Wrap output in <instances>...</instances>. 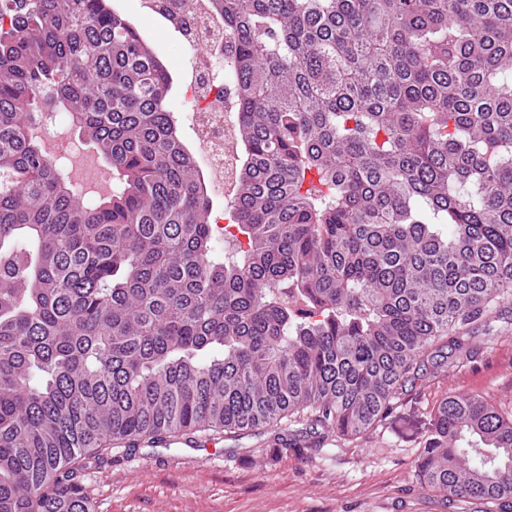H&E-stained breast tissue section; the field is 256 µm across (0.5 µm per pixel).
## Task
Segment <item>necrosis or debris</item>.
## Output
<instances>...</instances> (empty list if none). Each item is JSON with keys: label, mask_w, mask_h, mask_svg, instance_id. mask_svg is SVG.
Masks as SVG:
<instances>
[{"label": "necrosis or debris", "mask_w": 512, "mask_h": 512, "mask_svg": "<svg viewBox=\"0 0 512 512\" xmlns=\"http://www.w3.org/2000/svg\"><path fill=\"white\" fill-rule=\"evenodd\" d=\"M186 21L184 47L193 56V65L181 92L180 112L196 128L198 148L206 162L213 192L224 190L231 181L237 160L234 125L229 117L230 103L214 90L224 80V29L216 24L207 0H166Z\"/></svg>", "instance_id": "obj_1"}]
</instances>
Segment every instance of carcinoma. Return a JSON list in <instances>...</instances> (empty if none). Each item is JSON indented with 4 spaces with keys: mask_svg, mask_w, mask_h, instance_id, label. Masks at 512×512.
<instances>
[{
    "mask_svg": "<svg viewBox=\"0 0 512 512\" xmlns=\"http://www.w3.org/2000/svg\"><path fill=\"white\" fill-rule=\"evenodd\" d=\"M238 161L215 255L173 79L108 0H0V512H90L73 465L306 415L366 432L512 301V0H210ZM112 165L87 200L29 129ZM416 469L512 512V414L434 413Z\"/></svg>",
    "mask_w": 512,
    "mask_h": 512,
    "instance_id": "1",
    "label": "carcinoma"
}]
</instances>
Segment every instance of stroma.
Instances as JSON below:
<instances>
[{"instance_id":"1","label":"stroma","mask_w":512,"mask_h":512,"mask_svg":"<svg viewBox=\"0 0 512 512\" xmlns=\"http://www.w3.org/2000/svg\"><path fill=\"white\" fill-rule=\"evenodd\" d=\"M176 81L190 63L165 20L142 0H120ZM512 308L492 318L486 345L447 371L422 363L394 409L361 437L330 434L291 449L274 430L223 437L205 448L117 445L83 460L78 481L91 512H482L426 486L414 467L432 429L434 408L451 394L483 397L512 410Z\"/></svg>"}]
</instances>
